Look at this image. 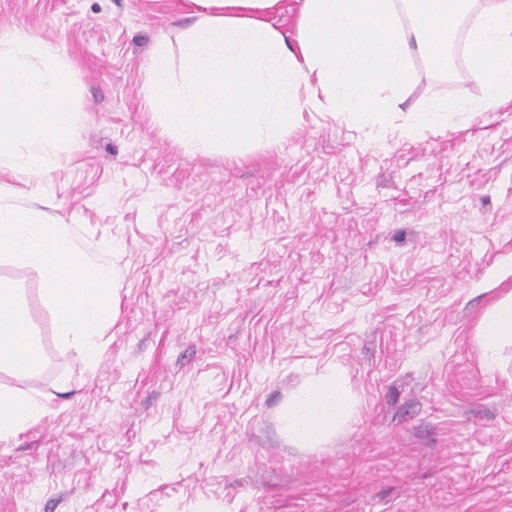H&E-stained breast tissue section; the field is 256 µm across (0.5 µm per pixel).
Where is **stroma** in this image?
Here are the masks:
<instances>
[{
  "mask_svg": "<svg viewBox=\"0 0 512 512\" xmlns=\"http://www.w3.org/2000/svg\"><path fill=\"white\" fill-rule=\"evenodd\" d=\"M305 0L257 12L299 56ZM193 0H0V39L51 48L72 135L41 176L0 170V205L66 225L114 276L88 361L61 343L33 268L0 255L43 351L0 390L46 414L0 442V512H512V341L482 317L512 294V100L481 97L453 38L448 70L412 51L387 120L303 104L276 145L187 149L152 120L145 68L171 66ZM339 378L349 419L305 447L282 417ZM461 105L454 99H448L440 105L417 113L415 123L419 126L436 127L448 122V115L458 112Z\"/></svg>",
  "mask_w": 512,
  "mask_h": 512,
  "instance_id": "35a3bbf8",
  "label": "stroma"
}]
</instances>
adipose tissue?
I'll list each match as a JSON object with an SVG mask.
<instances>
[{"mask_svg": "<svg viewBox=\"0 0 512 512\" xmlns=\"http://www.w3.org/2000/svg\"><path fill=\"white\" fill-rule=\"evenodd\" d=\"M475 58L473 76L483 87L471 111L485 112L512 98V0H496L469 34ZM42 48L15 32L0 46V168L23 166L39 173L46 148L68 137L74 101L63 69L40 63ZM0 254L13 265L37 269L42 294L54 312L57 339L78 345L96 359V331L112 309L108 277L79 249L65 225L46 224L20 209L0 208ZM479 334L486 352L512 339V299L497 303L482 318ZM42 361L38 340L14 291L0 284V368L19 376L33 373ZM45 403L34 396L0 391V441L42 417ZM348 415L338 381L301 392L283 415L288 435L301 445L318 443Z\"/></svg>", "mask_w": 512, "mask_h": 512, "instance_id": "1", "label": "adipose tissue"}]
</instances>
